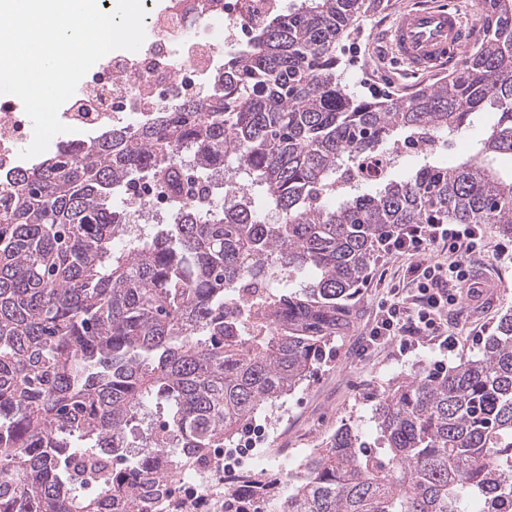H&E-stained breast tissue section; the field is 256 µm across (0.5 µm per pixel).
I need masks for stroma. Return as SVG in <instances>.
<instances>
[{"label": "stroma", "mask_w": 512, "mask_h": 512, "mask_svg": "<svg viewBox=\"0 0 512 512\" xmlns=\"http://www.w3.org/2000/svg\"><path fill=\"white\" fill-rule=\"evenodd\" d=\"M415 0H374L362 13L337 50L336 73L345 90L358 99L380 101L387 97H408L422 87L448 79L444 70L408 73L405 66L388 53L383 40L397 11ZM495 119L494 113L478 114L474 123L456 138L438 139L433 152H422L393 166V177L405 176L424 163L444 165L469 153ZM499 233L488 240L490 249L474 261L476 271L498 284L494 294L473 295L462 291L456 305L448 309V326L458 335L455 351L444 352L425 343L408 353H400L392 343L368 345L366 335L374 323L379 303L390 288H406L407 258L397 257L372 265L367 280L351 300L357 317L354 324L337 336L333 348L313 374L273 409L257 414L251 432L241 447L274 455L287 449L288 457L272 463L271 473L296 471L306 454L321 447L344 425L356 427L366 442H374L377 432L372 419L379 394L388 390L420 366L447 368L460 357L480 355L485 339L494 333L501 316L512 311V265L494 260L491 248L501 242Z\"/></svg>", "instance_id": "35a3bbf8"}]
</instances>
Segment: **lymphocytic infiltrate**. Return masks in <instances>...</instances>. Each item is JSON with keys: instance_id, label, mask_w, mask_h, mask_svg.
Segmentation results:
<instances>
[{"instance_id": "1", "label": "lymphocytic infiltrate", "mask_w": 512, "mask_h": 512, "mask_svg": "<svg viewBox=\"0 0 512 512\" xmlns=\"http://www.w3.org/2000/svg\"><path fill=\"white\" fill-rule=\"evenodd\" d=\"M484 224H398L379 243L383 256H404L412 287L391 289L369 331V342H392L400 351L432 343L454 350L457 340L448 329V308L469 284L465 259L486 247Z\"/></svg>"}]
</instances>
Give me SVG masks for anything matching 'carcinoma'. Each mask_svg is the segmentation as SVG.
<instances>
[{
	"instance_id": "carcinoma-1",
	"label": "carcinoma",
	"mask_w": 512,
	"mask_h": 512,
	"mask_svg": "<svg viewBox=\"0 0 512 512\" xmlns=\"http://www.w3.org/2000/svg\"><path fill=\"white\" fill-rule=\"evenodd\" d=\"M253 23L211 91L0 172V512H139L108 456L143 431L136 465L163 481L246 430L325 359L349 300L395 224H492L512 237V0H484L455 74L408 98L359 102L336 44L364 0H299ZM490 110L476 151L375 192L351 186L401 137L425 147ZM231 155L252 195L175 205L173 223L121 248L135 213L112 197L143 173L178 183ZM296 281L283 294L272 283ZM374 444L348 428L299 473H244L250 512H512V314L479 357L423 367L382 394Z\"/></svg>"
}]
</instances>
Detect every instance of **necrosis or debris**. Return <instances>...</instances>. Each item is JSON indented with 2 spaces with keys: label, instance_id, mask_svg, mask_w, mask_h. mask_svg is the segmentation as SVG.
<instances>
[{
  "label": "necrosis or debris",
  "instance_id": "4bbe7bcc",
  "mask_svg": "<svg viewBox=\"0 0 512 512\" xmlns=\"http://www.w3.org/2000/svg\"><path fill=\"white\" fill-rule=\"evenodd\" d=\"M277 8V0H166L162 8H148L144 26L150 40L136 53L113 56L77 87L66 119L78 128L130 124L176 101L198 98L197 81L210 71L219 43L249 38V18ZM32 135L27 115L0 94V167H12L18 144ZM243 471L235 453L215 449L211 462L157 491L156 512H224V486Z\"/></svg>",
  "mask_w": 512,
  "mask_h": 512
}]
</instances>
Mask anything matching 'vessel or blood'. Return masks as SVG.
I'll list each match as a JSON object with an SVG mask.
<instances>
[{
	"mask_svg": "<svg viewBox=\"0 0 512 512\" xmlns=\"http://www.w3.org/2000/svg\"><path fill=\"white\" fill-rule=\"evenodd\" d=\"M473 35L444 0H424L398 11L388 45L396 59L418 74L454 65Z\"/></svg>",
	"mask_w": 512,
	"mask_h": 512,
	"instance_id": "1",
	"label": "vessel or blood"
}]
</instances>
